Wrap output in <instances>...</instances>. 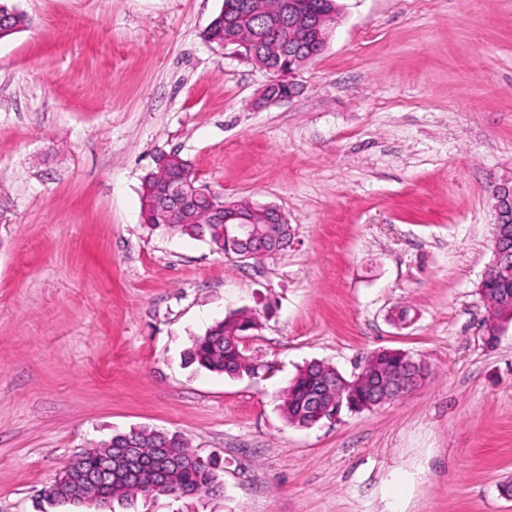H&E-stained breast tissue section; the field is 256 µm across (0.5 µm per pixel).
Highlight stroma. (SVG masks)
<instances>
[{
    "mask_svg": "<svg viewBox=\"0 0 512 512\" xmlns=\"http://www.w3.org/2000/svg\"><path fill=\"white\" fill-rule=\"evenodd\" d=\"M15 3L33 25L0 42V512H80L37 495L139 426L220 458L198 512H512V325L486 347L478 293L512 173V0H339L298 94L262 108L267 74L205 37L223 0ZM170 152L284 210L288 254L240 262L144 224ZM241 309L258 373L185 366ZM380 349L430 378L285 420L305 362L349 377Z\"/></svg>",
    "mask_w": 512,
    "mask_h": 512,
    "instance_id": "obj_1",
    "label": "stroma"
}]
</instances>
